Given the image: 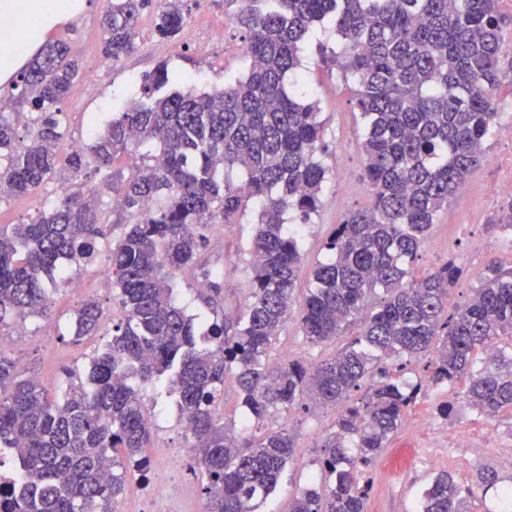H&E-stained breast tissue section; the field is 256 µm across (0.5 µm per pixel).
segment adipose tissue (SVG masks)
Here are the masks:
<instances>
[{"instance_id":"1","label":"adipose tissue","mask_w":512,"mask_h":512,"mask_svg":"<svg viewBox=\"0 0 512 512\" xmlns=\"http://www.w3.org/2000/svg\"><path fill=\"white\" fill-rule=\"evenodd\" d=\"M85 8L84 0H0V15L19 16L21 28L0 29V82L11 79L61 23Z\"/></svg>"}]
</instances>
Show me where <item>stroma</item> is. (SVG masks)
<instances>
[{"label":"stroma","mask_w":512,"mask_h":512,"mask_svg":"<svg viewBox=\"0 0 512 512\" xmlns=\"http://www.w3.org/2000/svg\"><path fill=\"white\" fill-rule=\"evenodd\" d=\"M240 0H185L184 11L198 30H205L210 21L224 25V37L219 41L207 39L191 42L186 38L161 40L154 32L151 13H143L137 37V50L112 64L102 56L101 15L108 7L107 0H88L84 12L75 20L58 25L56 37L65 39L77 56L82 74L74 83L62 105L68 131L58 147L59 156H67L69 143L87 140L91 124H106L124 101L134 97L140 79L152 72L159 63L188 73L198 90L212 87L242 76L246 61L240 52L241 40L234 25ZM341 38L333 28L315 29L304 52L300 76L309 95L320 106L324 124V164L329 172L321 192V204L312 223L302 225L301 254L296 297H304L312 286V271L327 257L324 244L335 224L341 223L349 210L369 206L371 197L362 179L361 150L362 120L355 106L353 81L344 80L343 73L323 50H339ZM485 164H478L466 184L443 209L432 225L426 242L414 263L417 273L435 270L448 261L450 254H465L468 243L457 235V224L467 220L470 201L478 186L485 182ZM50 184L40 194L9 197L0 200V224H25L34 218L44 202L58 191ZM258 213L248 208L241 223L217 227L215 235L224 243V312L227 317L239 316L249 302V248ZM85 284L105 313L116 310L112 282L100 267H74L67 282L61 283L54 297V306L45 316L28 317L21 327H8L0 333V354L20 360L25 375L34 377L53 395H60L67 385L84 377L95 351L104 344L101 336L74 338V320L82 299L73 294L72 283ZM357 332L349 327L335 340L313 345L303 335L297 320H289L282 328L272 352V361H279L283 352H292L294 359L316 364L331 358ZM146 415L152 417L153 436L146 453L158 469L166 462L160 451L179 448L185 442L182 424L170 396L158 394L147 387L142 391ZM453 403L455 409L447 423L481 436L489 445V455L483 463L497 466L498 454L512 447V416L490 419L480 416L457 399L449 387H426L418 396L414 412L438 419V408ZM224 421L240 435H261L263 429L287 427L294 431L299 450L282 474L274 493L260 505L258 512H289V504L303 488L320 486L323 477L316 460L319 445L335 428L340 406L309 405L308 408L272 416L263 426L244 420L232 387L224 389L221 408ZM390 448H418L422 459L412 465L401 478H393L386 470L385 454H378L364 470L370 483L368 512H414L423 489L434 476L448 472L461 483L472 485L478 471L471 464L465 449L449 444H431L427 435L401 426L389 443Z\"/></svg>","instance_id":"stroma-1"}]
</instances>
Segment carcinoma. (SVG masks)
<instances>
[{
	"label": "carcinoma",
	"instance_id": "obj_1",
	"mask_svg": "<svg viewBox=\"0 0 512 512\" xmlns=\"http://www.w3.org/2000/svg\"><path fill=\"white\" fill-rule=\"evenodd\" d=\"M102 53L118 62L136 48L143 12L156 35L177 38L183 0H109ZM235 27L246 45V74L201 92L162 62L139 98L60 166L67 133L59 104L80 67L63 39L46 40L7 83L5 95L32 115L0 111V197L26 196L68 172V186L28 224L0 225V327L48 314L68 266L105 257L119 317L87 381L51 399L17 362L0 355V448L14 455L20 491L0 492V512H112L128 477L145 476L151 439L131 379L163 381L189 430L206 477L204 512H256L297 453L293 435L271 429L231 439L219 413L230 383L261 424L308 400L341 404L323 441L321 488L297 496L289 512H366L370 484L361 467L403 424L423 383L462 385L467 406L494 418L512 414V268L488 264L463 307L448 313V291L463 275L452 260L423 276L418 259L437 214L483 156L496 116L493 88L504 77L506 18L494 0H242ZM329 23L343 40L339 68L357 82L364 119V178L371 205L349 212L325 242L331 258L313 270L302 304L294 291L301 260L298 224L319 207L328 167L316 103L297 77L308 33ZM133 155L128 176L112 171ZM112 191L113 223L78 187L87 172ZM238 172L240 181L232 179ZM254 203L252 279L245 311L224 315L223 243L218 224H237ZM121 228L112 238L114 228ZM206 281L211 314H190L176 295ZM384 296L363 313L368 298ZM360 331L314 368L269 362L293 316L312 344L336 338L353 318ZM103 328L90 297L76 310L74 337ZM434 355L425 381L389 377L385 360ZM381 380H373L374 375ZM448 473L422 494L418 512H467Z\"/></svg>",
	"mask_w": 512,
	"mask_h": 512
}]
</instances>
